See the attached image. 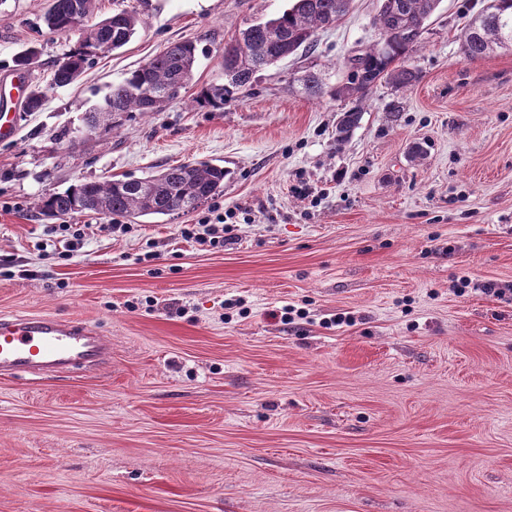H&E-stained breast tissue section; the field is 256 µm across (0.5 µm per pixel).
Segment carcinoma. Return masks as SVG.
<instances>
[{
    "instance_id": "cac0c4a2",
    "label": "carcinoma",
    "mask_w": 512,
    "mask_h": 512,
    "mask_svg": "<svg viewBox=\"0 0 512 512\" xmlns=\"http://www.w3.org/2000/svg\"><path fill=\"white\" fill-rule=\"evenodd\" d=\"M390 7L378 13L379 33H399L390 51L377 46L349 57L356 62L347 81L337 88L340 95H363L384 80L398 88L418 81V73L406 65L420 44L427 19L438 0H389ZM350 0H291L279 16L242 30L224 47V81L202 87L192 103L203 108H222L224 99L252 85L256 73L301 50L311 51L318 31L338 23L346 15ZM96 0H50L42 17L50 31L69 35L75 31L73 13L82 17L77 48L67 53L53 72L52 84L65 87L75 82L95 58L113 52L134 36L140 25L135 12L120 9L93 20ZM512 43V0H489L463 34V47L471 58L488 54L498 45ZM40 50L30 46L16 54L13 70L29 73L38 64ZM197 64V47L191 41L175 42L149 59L121 82L111 87L104 107L89 113L90 127L108 128L124 112H158L177 99L191 83ZM45 93L38 87L25 96L24 110L38 112ZM362 112L343 113L336 125V140L343 142L358 127ZM224 168L208 162L181 163L156 175L124 177L105 181H81L62 192L46 193L35 207L39 214L54 219L72 214L93 213L105 218L169 216L190 212L224 193Z\"/></svg>"
}]
</instances>
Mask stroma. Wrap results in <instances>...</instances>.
<instances>
[{
  "label": "stroma",
  "instance_id": "1",
  "mask_svg": "<svg viewBox=\"0 0 512 512\" xmlns=\"http://www.w3.org/2000/svg\"><path fill=\"white\" fill-rule=\"evenodd\" d=\"M48 5L0 0V106L19 115L0 140V316L90 325L112 361L0 377V512H512V46L473 59L460 38L486 0H439L412 87L336 95L379 38L380 0H353L313 53L220 110L191 99L287 0H99L140 26L66 87L51 78L77 37L43 26ZM185 40L199 54L179 99L87 128L113 84ZM31 45L46 102L30 113L6 92ZM197 161L226 171L214 201L126 234L71 216L84 244L51 259L42 194ZM216 205L234 216L223 249L177 236Z\"/></svg>",
  "mask_w": 512,
  "mask_h": 512
}]
</instances>
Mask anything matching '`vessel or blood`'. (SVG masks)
<instances>
[{"label": "vessel or blood", "instance_id": "obj_1", "mask_svg": "<svg viewBox=\"0 0 512 512\" xmlns=\"http://www.w3.org/2000/svg\"><path fill=\"white\" fill-rule=\"evenodd\" d=\"M111 358V342L86 324L50 315L0 316V377L94 370Z\"/></svg>", "mask_w": 512, "mask_h": 512}]
</instances>
